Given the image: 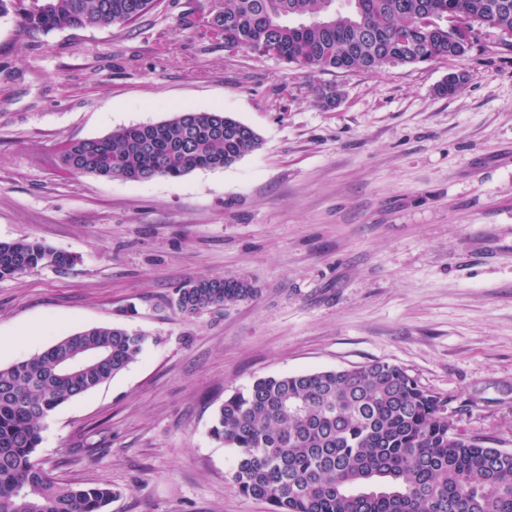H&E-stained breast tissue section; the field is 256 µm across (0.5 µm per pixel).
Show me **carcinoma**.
<instances>
[{
    "instance_id": "carcinoma-1",
    "label": "carcinoma",
    "mask_w": 512,
    "mask_h": 512,
    "mask_svg": "<svg viewBox=\"0 0 512 512\" xmlns=\"http://www.w3.org/2000/svg\"><path fill=\"white\" fill-rule=\"evenodd\" d=\"M221 0L206 29L233 52L275 55L310 76L446 60L448 29L418 17L460 12L479 30L512 39V0ZM160 0H0L43 31L128 27ZM261 145L224 112H175L66 145L75 175L178 179L224 168ZM74 257L34 239L0 241V280ZM244 277H205L175 291L173 305L198 314L251 300ZM149 336L121 325L68 334L31 358L0 367V512H109L106 485L58 483L35 459L44 419L125 370ZM86 357L79 368L73 358ZM211 436L236 449L232 480L270 512H512V451L453 430L448 399L402 367L375 361L353 369L269 376L218 407Z\"/></svg>"
}]
</instances>
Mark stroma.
Segmentation results:
<instances>
[{"label":"stroma","instance_id":"35a3bbf8","mask_svg":"<svg viewBox=\"0 0 512 512\" xmlns=\"http://www.w3.org/2000/svg\"><path fill=\"white\" fill-rule=\"evenodd\" d=\"M162 0L130 27L28 28L0 18V240L75 256L0 280V343L40 329L148 334L129 367L43 422L61 482L107 484L110 512H268L212 438L254 380L373 361L448 399L454 429L512 451V47L492 29L461 60L309 76L228 52ZM460 89L441 95L449 70ZM335 84L325 110L315 89ZM176 111H222L261 145L178 179L73 175L72 141ZM252 279L254 299L197 315L175 288Z\"/></svg>","mask_w":512,"mask_h":512}]
</instances>
